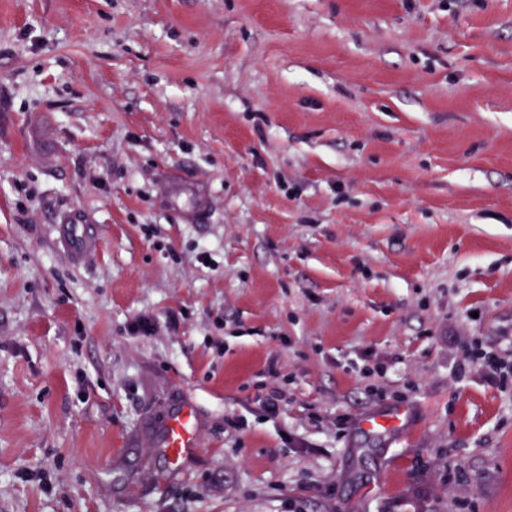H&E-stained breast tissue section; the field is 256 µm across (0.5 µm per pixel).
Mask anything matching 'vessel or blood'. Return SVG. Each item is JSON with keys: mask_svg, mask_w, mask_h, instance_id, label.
<instances>
[{"mask_svg": "<svg viewBox=\"0 0 512 512\" xmlns=\"http://www.w3.org/2000/svg\"><path fill=\"white\" fill-rule=\"evenodd\" d=\"M172 195L185 193L194 198L188 210L190 223H200L208 202L202 189L193 183L174 182L169 186ZM60 242L74 260H82L95 252L99 246V236L94 225L77 219L65 221L57 227ZM405 419L404 411L389 414H371L364 416L362 428L372 432H391L402 429ZM201 418L196 402L184 400L169 410L161 424H144L138 428L136 435L147 441L149 447L163 449L170 463L171 472L181 470L184 462L199 446Z\"/></svg>", "mask_w": 512, "mask_h": 512, "instance_id": "b4317fda", "label": "vessel or blood"}]
</instances>
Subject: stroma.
<instances>
[{"mask_svg":"<svg viewBox=\"0 0 512 512\" xmlns=\"http://www.w3.org/2000/svg\"><path fill=\"white\" fill-rule=\"evenodd\" d=\"M465 350L512 356V0H0V512H512ZM169 192L180 197L184 193H189L194 197L193 205L188 208L189 224H198L206 213L208 202L202 189L193 183L173 182L169 185ZM57 232L60 242L76 261L95 252L99 246L97 228L93 224H84L80 220L71 219L58 224ZM201 418L195 401L184 400L169 410L160 425L146 423L138 428L136 437L149 447L163 448L170 463L169 470L179 472L188 457L199 448ZM405 411L398 410L389 414H371L364 416L360 425L372 432H391L402 429Z\"/></svg>","mask_w":512,"mask_h":512,"instance_id":"obj_1","label":"stroma"}]
</instances>
